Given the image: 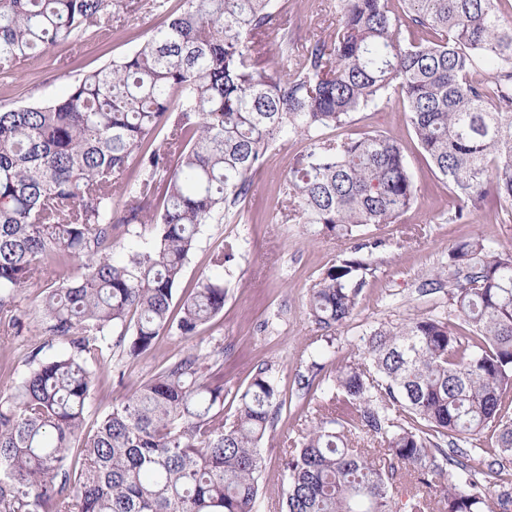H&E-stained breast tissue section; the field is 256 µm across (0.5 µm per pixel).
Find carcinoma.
I'll use <instances>...</instances> for the list:
<instances>
[{"label": "carcinoma", "instance_id": "cac0c4a2", "mask_svg": "<svg viewBox=\"0 0 512 512\" xmlns=\"http://www.w3.org/2000/svg\"><path fill=\"white\" fill-rule=\"evenodd\" d=\"M338 0L330 39L294 52L274 0H152L165 18L132 54L45 105L0 107V342L27 328L18 299L42 288L44 333L14 379L0 358V512H258L262 445L282 401L258 368L224 419L210 355L167 361L87 428L90 367L159 336L186 340L224 308L200 279L173 310L200 227L238 207L279 142L303 154L280 184L287 217L352 240L415 202L399 143L325 136L398 99L458 202L512 206V25L502 0ZM128 0H0V79L53 47L105 37ZM281 32L278 67L264 45ZM423 34L419 39L410 35ZM167 129L156 143L157 132ZM122 190V207L114 205ZM142 249L113 254L137 227ZM373 262L338 258L310 289L315 321L355 314ZM448 311L364 333L366 360L301 376L310 421L284 441L281 512H509L512 254L479 237L448 253ZM424 488L399 506L396 475Z\"/></svg>", "mask_w": 512, "mask_h": 512}]
</instances>
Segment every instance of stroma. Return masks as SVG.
Returning <instances> with one entry per match:
<instances>
[{
    "instance_id": "1",
    "label": "stroma",
    "mask_w": 512,
    "mask_h": 512,
    "mask_svg": "<svg viewBox=\"0 0 512 512\" xmlns=\"http://www.w3.org/2000/svg\"><path fill=\"white\" fill-rule=\"evenodd\" d=\"M287 11L299 47L310 38L329 37L336 27V0H288ZM160 23V17L139 8L128 13L108 39L91 36L75 50L66 45L53 48L34 59L13 84L0 85V105L14 107L64 97L76 78L133 52ZM374 132L393 137L404 149L416 190L410 211L397 223L370 229L355 242L307 234L304 225L288 221L279 196V186L305 144L296 139L276 145L253 176L244 217L230 212L221 222L202 226L176 290L181 296L202 277L220 278L225 289L223 311L193 340L165 335L138 358L117 352L94 366L91 413L130 395L170 358L192 347L210 354L216 369L223 372L224 413L229 416L235 410V392L248 385L256 367L272 365L283 407L262 450L259 512H274L283 482V442L308 414L298 377L307 374L310 355L332 350L323 373L335 375L338 366L364 358L362 335L369 326L404 323L447 301V289L434 290L430 284L436 271L447 266L449 251L462 240L481 237L512 252V222H506L504 212L470 207L461 219H454L456 203L424 157L401 102L357 113L353 123L328 130L327 135L360 137ZM228 241L236 242L237 248L223 270H216L210 256ZM356 251L373 261L376 272L369 277L351 321L323 329L309 314L310 287L334 259ZM36 347L46 357L62 351L34 323L21 335L10 337L4 353L21 374L29 352Z\"/></svg>"
}]
</instances>
